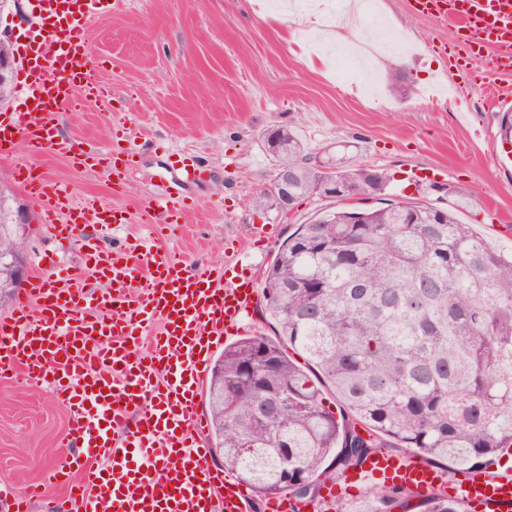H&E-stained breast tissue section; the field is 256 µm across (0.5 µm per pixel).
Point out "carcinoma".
I'll use <instances>...</instances> for the list:
<instances>
[{
    "instance_id": "carcinoma-1",
    "label": "carcinoma",
    "mask_w": 512,
    "mask_h": 512,
    "mask_svg": "<svg viewBox=\"0 0 512 512\" xmlns=\"http://www.w3.org/2000/svg\"><path fill=\"white\" fill-rule=\"evenodd\" d=\"M273 134L265 150L292 172L295 199L314 195L325 173L294 131ZM324 164L353 195L391 182L344 156ZM262 293L277 339L225 346L207 383L224 469L258 497L313 500L328 459L338 477L396 448L477 470L512 448V255L452 210L399 201L327 211L278 247ZM374 497V512H469L443 489L416 504L404 486Z\"/></svg>"
}]
</instances>
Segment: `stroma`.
Listing matches in <instances>:
<instances>
[{
  "mask_svg": "<svg viewBox=\"0 0 512 512\" xmlns=\"http://www.w3.org/2000/svg\"><path fill=\"white\" fill-rule=\"evenodd\" d=\"M117 0L91 26L92 61L112 88L110 107L81 101L63 112L59 134L102 162L131 148L140 163L122 179L100 166L76 167L62 156L38 159L47 177L69 183L76 197L95 194L125 211L126 224L99 236L106 250L153 236L142 223L147 201L171 174L170 154L195 156L212 171L210 182L191 186L195 205L183 230L165 249L199 270L262 280L278 246L324 209L332 198L311 196L288 213L260 201L277 174L264 148L266 133L294 130L309 153L344 145L356 164L386 170L388 195L347 199L350 207H383L389 195L457 206L498 250H512V154L502 148L500 123L512 112V72L492 78V91L457 84L482 77L486 61L457 69L443 53L456 44L458 25L419 13L414 0H384L385 12L356 21L360 48L340 71L321 64L318 33L289 41V14L312 10L324 28L341 24L338 0ZM401 92H391L389 74ZM466 190L462 199L438 198L432 184ZM31 222L20 235L29 275L90 277L79 242L55 237L37 206L14 188ZM269 234L254 245L253 227ZM66 403L45 386L21 378L0 381V491L24 492L45 470L70 454L62 439Z\"/></svg>",
  "mask_w": 512,
  "mask_h": 512,
  "instance_id": "obj_1",
  "label": "stroma"
}]
</instances>
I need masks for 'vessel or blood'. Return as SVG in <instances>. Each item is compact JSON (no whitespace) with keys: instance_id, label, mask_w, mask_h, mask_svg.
I'll use <instances>...</instances> for the list:
<instances>
[{"instance_id":"obj_1","label":"vessel or blood","mask_w":512,"mask_h":512,"mask_svg":"<svg viewBox=\"0 0 512 512\" xmlns=\"http://www.w3.org/2000/svg\"><path fill=\"white\" fill-rule=\"evenodd\" d=\"M35 37L18 55L24 109L0 117V162L10 164L54 236L91 224L125 223L98 197L76 200L69 185L33 173L47 153L87 164L90 152L59 139L62 112L81 98L108 104L91 63L88 30L111 0H27ZM419 11L459 23L467 53L487 50L488 72L512 70V0H415ZM172 178L144 212L172 231L187 214L186 189L209 169L176 155ZM94 279L34 277L21 305L0 315V376L46 382L69 407L65 447L72 454L49 477L67 490L71 512H249L239 481L212 466L199 441L207 421L199 389L212 349L248 325L257 296L253 278L227 281L192 269L160 245H91ZM160 332H152L154 322ZM425 494L446 486L443 472L409 456L378 454L361 468ZM481 512H512V476L475 474L457 487Z\"/></svg>"}]
</instances>
